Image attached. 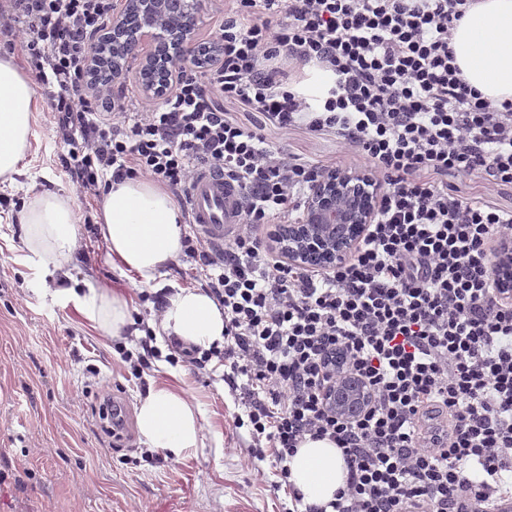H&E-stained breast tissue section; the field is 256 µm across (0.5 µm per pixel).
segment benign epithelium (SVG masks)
I'll return each mask as SVG.
<instances>
[{
	"label": "benign epithelium",
	"mask_w": 512,
	"mask_h": 512,
	"mask_svg": "<svg viewBox=\"0 0 512 512\" xmlns=\"http://www.w3.org/2000/svg\"><path fill=\"white\" fill-rule=\"evenodd\" d=\"M205 0H113L112 25L96 34L90 52L91 70L101 68L102 48L112 45L110 80L125 78L129 64L145 94L156 97L157 78L170 83L186 67L198 62L202 42L197 38ZM371 174L363 169L333 171L311 185L303 215L296 224H281L273 234L288 262L307 269L345 263L372 223L376 193L369 189ZM500 287H512V248L499 254ZM325 400L341 417L356 416L370 403V394L358 379L341 372Z\"/></svg>",
	"instance_id": "7a95c632"
}]
</instances>
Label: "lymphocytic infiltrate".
Returning <instances> with one entry per match:
<instances>
[{
	"instance_id": "f902f5d3",
	"label": "lymphocytic infiltrate",
	"mask_w": 512,
	"mask_h": 512,
	"mask_svg": "<svg viewBox=\"0 0 512 512\" xmlns=\"http://www.w3.org/2000/svg\"><path fill=\"white\" fill-rule=\"evenodd\" d=\"M474 0H225L217 58L139 106L88 80L89 38L112 0H11V20L58 125L80 188L145 176L187 193L201 171L242 188L228 243L183 240L224 309V381L251 426L252 454L280 479L304 438L341 448L347 485L333 512H493L512 497V291L499 288L512 209L465 199L445 175L512 185V101L459 76L449 45ZM323 92L295 91L302 69ZM281 129L336 136L383 182L350 260L303 269L264 229L300 213L328 172L274 149L215 97ZM371 392L337 416L329 353Z\"/></svg>"
}]
</instances>
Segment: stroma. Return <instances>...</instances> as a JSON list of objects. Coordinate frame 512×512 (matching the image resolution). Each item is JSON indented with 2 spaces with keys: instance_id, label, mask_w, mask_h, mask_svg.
Instances as JSON below:
<instances>
[{
  "instance_id": "stroma-1",
  "label": "stroma",
  "mask_w": 512,
  "mask_h": 512,
  "mask_svg": "<svg viewBox=\"0 0 512 512\" xmlns=\"http://www.w3.org/2000/svg\"><path fill=\"white\" fill-rule=\"evenodd\" d=\"M33 136L16 184L0 185V512H287V489L273 490V457L250 456L248 427H236L238 404L218 360L205 367L187 358L139 359L145 333L129 325L110 338L89 326L61 293L71 280L107 282L132 299L131 314L154 316V298L175 287L201 288L197 263L178 257L162 269L155 287H143L112 262L100 230L99 199L80 194L65 170L68 133L35 93ZM217 106L246 125H263L271 145L312 162L345 159L332 137L264 124L260 114L217 99ZM460 196L512 208V185L448 176ZM52 190L72 197L79 222L78 249L67 273L46 274L22 251L24 229L10 217L30 193ZM126 347L129 359L118 349ZM182 376L204 418L202 447L176 459L149 448L137 429L112 434L106 398L123 399L128 420L149 388Z\"/></svg>"
}]
</instances>
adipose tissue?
<instances>
[{
    "label": "adipose tissue",
    "instance_id": "adipose-tissue-1",
    "mask_svg": "<svg viewBox=\"0 0 512 512\" xmlns=\"http://www.w3.org/2000/svg\"><path fill=\"white\" fill-rule=\"evenodd\" d=\"M464 80L484 97L512 99V0H478L453 31L450 43ZM30 78L13 55L0 54V183H14L31 147L34 122ZM102 229L113 261L151 284L182 250V220L173 196L145 177L111 182L100 199ZM27 259L45 270H66L76 247L78 215L71 196L54 191L32 194L18 214ZM76 311L111 337L130 324L128 298L109 284L85 282L66 288ZM155 335L178 339L184 347L210 349L224 342V310L199 288H179L166 297ZM141 441L172 456L200 447L203 417L177 385L150 388L139 401ZM289 481L305 505L324 512L345 488L343 453L329 439L305 440L288 459Z\"/></svg>",
    "mask_w": 512,
    "mask_h": 512
}]
</instances>
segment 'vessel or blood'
Masks as SVG:
<instances>
[{"mask_svg":"<svg viewBox=\"0 0 512 512\" xmlns=\"http://www.w3.org/2000/svg\"><path fill=\"white\" fill-rule=\"evenodd\" d=\"M240 187L231 180L201 172L188 192L189 212L205 240L230 236L240 222Z\"/></svg>","mask_w":512,"mask_h":512,"instance_id":"b4317fda","label":"vessel or blood"}]
</instances>
